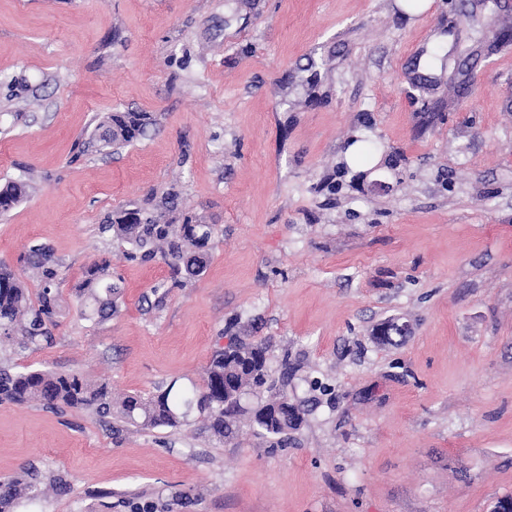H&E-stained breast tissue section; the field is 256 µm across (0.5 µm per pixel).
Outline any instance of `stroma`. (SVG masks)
I'll return each instance as SVG.
<instances>
[{
  "label": "stroma",
  "instance_id": "stroma-1",
  "mask_svg": "<svg viewBox=\"0 0 512 512\" xmlns=\"http://www.w3.org/2000/svg\"><path fill=\"white\" fill-rule=\"evenodd\" d=\"M512 0H0V261L31 295L30 246L59 262L54 341L16 370L107 383L114 402L201 385L236 334L289 361L303 422L198 412L143 427L0 404L14 512H490L512 496ZM111 112L144 137L100 148ZM378 151L357 162L353 141ZM385 189H377V182ZM176 199L160 201L167 192ZM208 224L205 273L164 289L101 226L131 209ZM109 260L119 311L74 287ZM408 322L401 345L375 337ZM27 477L0 480V512H12L11 509L20 498L38 495L39 482L33 475L29 477L27 474Z\"/></svg>",
  "mask_w": 512,
  "mask_h": 512
}]
</instances>
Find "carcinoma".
I'll return each mask as SVG.
<instances>
[{"label": "carcinoma", "mask_w": 512, "mask_h": 512, "mask_svg": "<svg viewBox=\"0 0 512 512\" xmlns=\"http://www.w3.org/2000/svg\"><path fill=\"white\" fill-rule=\"evenodd\" d=\"M151 123L145 112H113L99 123V137L107 144L125 145L142 137ZM25 186L11 182L0 188V212L13 209L23 197ZM118 242L132 246V256L149 261L161 256L171 270L172 286L201 276L212 248V229L207 224H162L152 217L129 210L101 227ZM26 263L37 270L41 291L32 301L10 265L0 262V340L19 338L18 345L53 343L51 327L57 313L59 264L52 251L32 247ZM118 285L112 281L107 260L88 264L78 284L80 310L89 319L105 318L117 309ZM276 383L268 367V346L262 342L244 343L237 337L219 351L206 371L199 388L176 390L168 387L154 398L129 397L119 413L132 423L146 426H175L195 407L204 415L205 429L222 441L233 434L237 416L242 413L239 396L257 392ZM38 401L49 409H86L100 417L113 413L111 392L105 383H92L75 373L42 370L12 371L0 367V404L24 405ZM252 422L263 433L286 436L302 423L298 409L283 392L279 399L257 406ZM35 477L0 480V512H11L15 503L38 495Z\"/></svg>", "instance_id": "cac0c4a2"}]
</instances>
